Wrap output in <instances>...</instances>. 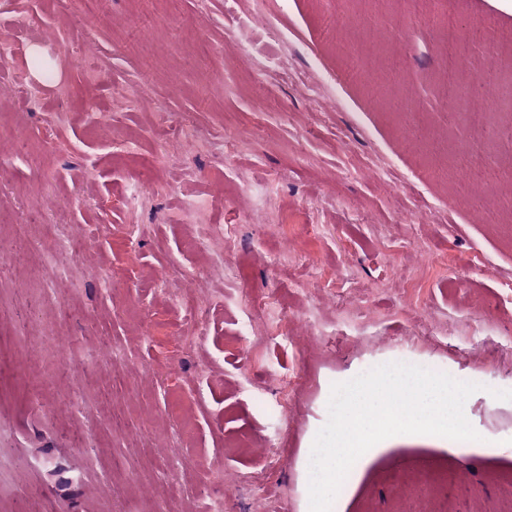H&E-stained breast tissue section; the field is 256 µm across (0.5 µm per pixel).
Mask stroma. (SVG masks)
<instances>
[{
    "label": "stroma",
    "instance_id": "stroma-1",
    "mask_svg": "<svg viewBox=\"0 0 512 512\" xmlns=\"http://www.w3.org/2000/svg\"><path fill=\"white\" fill-rule=\"evenodd\" d=\"M438 6L512 31L501 0ZM393 9L0 5L30 87L0 72V238L11 244L0 259V512H207L216 499L224 512H302L305 444L328 419V383L391 362L480 384L465 415L494 445L400 438L358 463L339 512H512V401L494 396L512 390V240L469 205L481 173L459 188L447 152L430 148L470 137L440 112L439 32L408 22L359 41V25ZM88 12L99 22L86 29ZM64 40L74 58L59 55ZM395 57L418 77L411 90L389 71ZM350 60L375 64L384 97L349 79ZM408 92L430 143L402 138ZM92 106L111 113L107 131H94ZM230 133L248 148L226 147ZM190 134L200 145L187 152ZM141 177L143 204L113 207ZM270 178L276 192L259 202L250 187ZM185 197L199 204L191 222ZM126 224L142 231L122 242ZM63 234L83 244L57 276L41 255ZM219 234L216 270L196 242ZM113 265L122 278L108 290L97 272ZM163 267L176 273L169 298L153 284ZM157 313L167 324L154 334ZM187 328L199 342L162 356ZM62 349L72 366L58 363ZM447 469L455 484L442 494L427 477Z\"/></svg>",
    "mask_w": 512,
    "mask_h": 512
}]
</instances>
